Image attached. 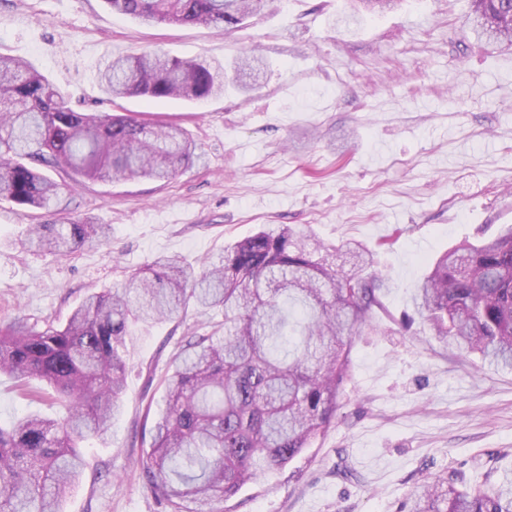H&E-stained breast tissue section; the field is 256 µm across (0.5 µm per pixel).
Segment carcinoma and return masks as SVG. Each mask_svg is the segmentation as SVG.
<instances>
[{"label": "carcinoma", "mask_w": 512, "mask_h": 512, "mask_svg": "<svg viewBox=\"0 0 512 512\" xmlns=\"http://www.w3.org/2000/svg\"><path fill=\"white\" fill-rule=\"evenodd\" d=\"M148 23L237 28L264 0H106ZM465 24L477 38L512 47V0H469ZM113 97L152 102L224 93V69L144 51L99 74ZM200 159L178 125L133 115L75 111L32 65L0 56V198L50 209L61 185L38 166L74 179L168 180ZM109 239L105 224H33L26 242L58 255ZM342 273L327 247L288 224H271L224 247L200 270L160 256L119 285L88 296L63 326L0 325V374L23 398H50L54 417L0 422V512H61L79 479L78 442L108 438L123 405L130 327L172 319L189 304L224 311V333L186 341L164 380L165 408L153 418L139 460L146 489L169 512H220L247 483L284 468L335 423L354 337L371 324L381 277L360 242ZM415 307L436 338L512 371V226L444 252L417 288ZM37 379L50 391H36ZM411 512H512V482L493 471L470 487L438 475Z\"/></svg>", "instance_id": "obj_1"}]
</instances>
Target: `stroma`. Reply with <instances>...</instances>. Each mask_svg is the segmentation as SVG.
<instances>
[{
    "mask_svg": "<svg viewBox=\"0 0 512 512\" xmlns=\"http://www.w3.org/2000/svg\"><path fill=\"white\" fill-rule=\"evenodd\" d=\"M348 5L269 0L227 33L142 24L104 0H0V54L31 62L77 111L181 124L203 156L166 182L77 184L53 171L62 190L48 212L0 200V324L64 323L156 257H215L264 224L313 232L342 272L345 241L375 253L383 307L354 339L334 426L224 512H408L433 475L512 476V372L449 353L413 303L439 253L512 224V50L473 42L468 0H401L345 28ZM147 48L226 67L250 48L269 68L250 92L201 101L107 95L100 69ZM69 219L109 225V241L67 257L24 246L29 225ZM223 322L191 306L183 320L132 327L112 440L81 443L87 467L63 512H166L136 471L140 427L164 406L183 336ZM57 411L0 375L1 420Z\"/></svg>",
    "mask_w": 512,
    "mask_h": 512,
    "instance_id": "1",
    "label": "stroma"
}]
</instances>
